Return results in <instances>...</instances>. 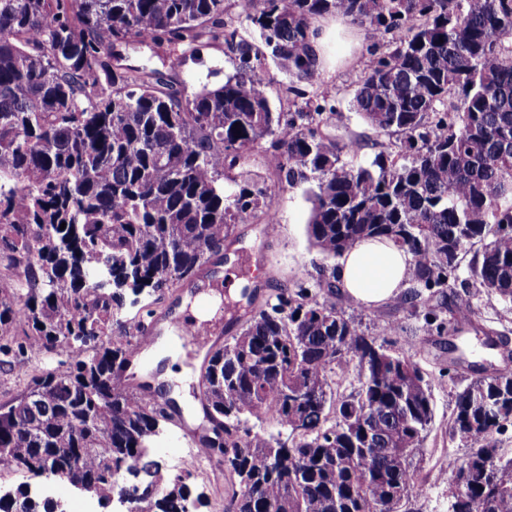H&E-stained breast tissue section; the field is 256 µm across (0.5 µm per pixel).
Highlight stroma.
I'll return each instance as SVG.
<instances>
[{
	"label": "stroma",
	"instance_id": "stroma-1",
	"mask_svg": "<svg viewBox=\"0 0 512 512\" xmlns=\"http://www.w3.org/2000/svg\"><path fill=\"white\" fill-rule=\"evenodd\" d=\"M331 52L339 64L334 71H321L320 80L323 90L333 92L338 100L339 110L332 123L340 132L358 141L359 148L352 160L364 162L373 155L370 144L376 134L356 113L351 101L367 54L354 50L344 39L333 42ZM233 71V59L222 44L215 43L201 47L199 54L169 70L168 75L174 87L190 96L203 87L222 85L225 75ZM267 187L278 211L277 234L268 235L260 223L240 224L227 240L229 246H243L245 255L253 261L248 275L258 287L255 305L259 308L273 301L280 292L294 289L297 280H305L312 286L328 279L335 266L334 261L324 260L308 241L306 224L311 204L304 188L282 190L273 180L268 181ZM468 261V255H461L459 268L449 280V304H470L481 327L512 342V310L471 285ZM187 291L186 284H179L166 291L161 302L154 306L150 305L147 295L127 296L122 318L132 329L141 322L158 324L167 318L171 308L180 303ZM332 301L338 308L354 315L365 330L378 331L385 322L396 324V332L388 338L394 349H418L417 362L432 381L434 420L415 457L422 493L410 500L407 508L409 512H448V462L462 460L467 453L452 434L454 395L470 382V373L449 366L447 336L429 332L423 313L410 312L399 299L372 308L360 307L340 293L333 296ZM206 430V425L192 428L183 420L160 422L159 434L153 442V458L162 463L165 473H174V460L195 450ZM226 486L219 457L201 460L189 482L192 497L202 501L199 512H218Z\"/></svg>",
	"mask_w": 512,
	"mask_h": 512
}]
</instances>
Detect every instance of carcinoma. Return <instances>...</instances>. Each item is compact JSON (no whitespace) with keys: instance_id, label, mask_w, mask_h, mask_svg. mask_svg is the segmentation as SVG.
Segmentation results:
<instances>
[{"instance_id":"carcinoma-1","label":"carcinoma","mask_w":512,"mask_h":512,"mask_svg":"<svg viewBox=\"0 0 512 512\" xmlns=\"http://www.w3.org/2000/svg\"><path fill=\"white\" fill-rule=\"evenodd\" d=\"M326 15L372 41L353 95L379 136L367 164L329 130L333 99L307 91ZM132 41L178 45L179 63L222 42L234 72L185 96L159 69L119 64ZM269 59L302 100L294 112L272 110ZM267 175L309 185L306 232L323 258L386 240L412 257L405 303L440 335L478 330L471 307L444 298L478 242L469 277L512 305V0H0V283L26 275L0 288V371L58 364L0 399V476L46 471L108 500L124 463L141 477L138 512H178L193 472L166 477L150 455L166 412L112 372L137 341L116 335L125 295L160 294L236 225L272 223ZM317 288L278 294L207 360L204 411L230 449L222 512H401L420 495L413 457L434 404L418 351L366 334L327 300L336 281ZM338 368L357 371L356 393L336 395ZM252 418L286 437L252 432ZM509 419L512 373L456 394L468 454L450 464L448 512H512V459L486 469ZM0 512L53 509L19 487Z\"/></svg>"}]
</instances>
